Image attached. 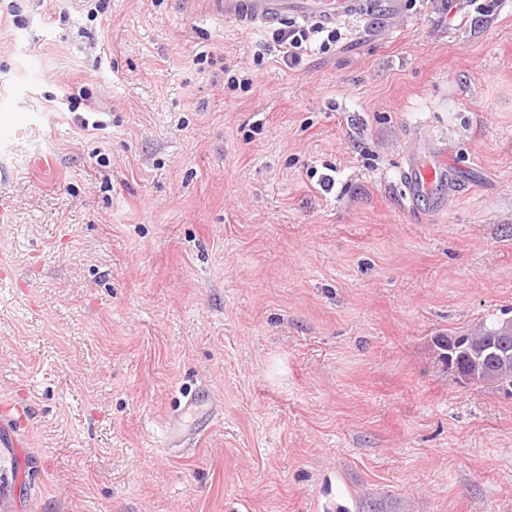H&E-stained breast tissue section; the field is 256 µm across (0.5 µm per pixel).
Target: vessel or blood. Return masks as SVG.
<instances>
[{
	"label": "vessel or blood",
	"instance_id": "vessel-or-blood-1",
	"mask_svg": "<svg viewBox=\"0 0 512 512\" xmlns=\"http://www.w3.org/2000/svg\"><path fill=\"white\" fill-rule=\"evenodd\" d=\"M183 4L201 3L205 13L219 15L243 26L277 22L293 15L306 20L330 23L341 16H353L362 10L364 0H182ZM400 180L404 207L413 216L438 212L445 208L458 186L450 172L448 149L433 139L411 138L405 148Z\"/></svg>",
	"mask_w": 512,
	"mask_h": 512
}]
</instances>
